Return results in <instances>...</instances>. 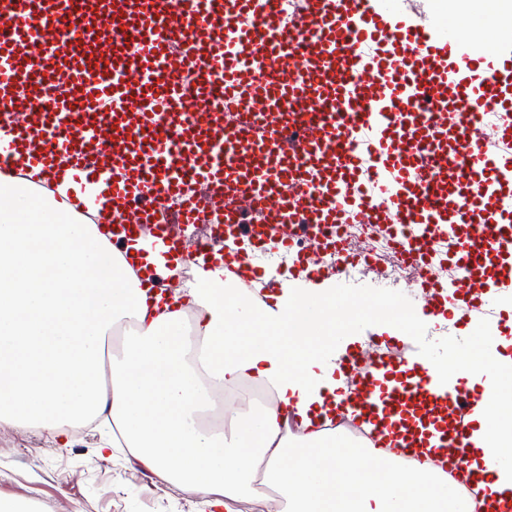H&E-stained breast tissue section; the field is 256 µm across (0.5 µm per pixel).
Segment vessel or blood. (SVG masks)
Wrapping results in <instances>:
<instances>
[{"label":"vessel or blood","mask_w":512,"mask_h":512,"mask_svg":"<svg viewBox=\"0 0 512 512\" xmlns=\"http://www.w3.org/2000/svg\"><path fill=\"white\" fill-rule=\"evenodd\" d=\"M404 2L290 0L284 14L271 0H0V176L69 180L68 204L94 224L86 187L102 183L127 242L180 261L174 224H220L257 250L282 224L365 225L356 240L314 242L290 278L338 277L319 260L330 251L378 271L376 232L407 256L424 316L499 329L497 299L512 293V30L443 27ZM476 44L494 45V61ZM442 240L452 291L426 258ZM224 271L273 290L240 254L225 253ZM338 366L352 381L349 434L408 464L464 461L480 386L442 389L404 344ZM407 407L431 421L433 456L402 430Z\"/></svg>","instance_id":"vessel-or-blood-1"}]
</instances>
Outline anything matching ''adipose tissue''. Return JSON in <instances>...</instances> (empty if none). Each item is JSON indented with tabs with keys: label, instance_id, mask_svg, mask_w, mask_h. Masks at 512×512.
<instances>
[{
	"label": "adipose tissue",
	"instance_id": "1",
	"mask_svg": "<svg viewBox=\"0 0 512 512\" xmlns=\"http://www.w3.org/2000/svg\"><path fill=\"white\" fill-rule=\"evenodd\" d=\"M35 196L0 178V422L70 444L75 427L98 422L159 476L196 493L204 512L232 504L255 472L287 512H476L421 466L381 462L378 448L342 444L314 421L340 401L336 358L355 304L336 281L295 280L265 301L224 275L197 267L189 307L142 290L102 226L82 223L61 197ZM195 322L186 325L185 312ZM134 326L104 354L113 328ZM423 365L444 386L484 388L472 416L469 466L488 471V494L512 489V338L485 336L464 365L450 366L457 339ZM250 377L272 388L265 407L231 405L219 430L200 417L215 390Z\"/></svg>",
	"mask_w": 512,
	"mask_h": 512
}]
</instances>
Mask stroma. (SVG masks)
<instances>
[{
    "instance_id": "1",
    "label": "stroma",
    "mask_w": 512,
    "mask_h": 512,
    "mask_svg": "<svg viewBox=\"0 0 512 512\" xmlns=\"http://www.w3.org/2000/svg\"><path fill=\"white\" fill-rule=\"evenodd\" d=\"M59 447L41 431L0 423V498L30 512H198L199 498L159 477L131 449L101 452L105 431L82 426Z\"/></svg>"
}]
</instances>
